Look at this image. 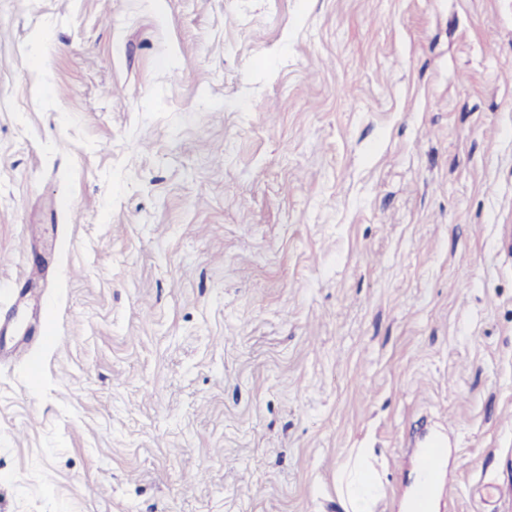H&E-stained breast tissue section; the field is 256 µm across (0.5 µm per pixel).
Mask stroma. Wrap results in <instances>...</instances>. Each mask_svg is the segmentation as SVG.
<instances>
[{"label":"stroma","instance_id":"stroma-1","mask_svg":"<svg viewBox=\"0 0 512 512\" xmlns=\"http://www.w3.org/2000/svg\"><path fill=\"white\" fill-rule=\"evenodd\" d=\"M510 73L512 0H0V512H401L443 424L512 512ZM372 448H354L348 462L336 473V493L345 512H375L383 484Z\"/></svg>","mask_w":512,"mask_h":512}]
</instances>
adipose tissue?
<instances>
[{"instance_id":"ef3b65f1","label":"adipose tissue","mask_w":512,"mask_h":512,"mask_svg":"<svg viewBox=\"0 0 512 512\" xmlns=\"http://www.w3.org/2000/svg\"><path fill=\"white\" fill-rule=\"evenodd\" d=\"M373 449H352L348 462L336 474V493L345 512H376L383 484Z\"/></svg>"}]
</instances>
